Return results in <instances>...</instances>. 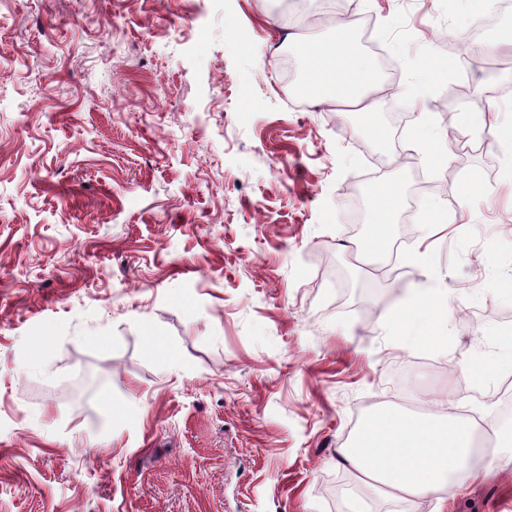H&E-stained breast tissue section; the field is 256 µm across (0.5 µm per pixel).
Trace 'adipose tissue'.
Instances as JSON below:
<instances>
[{"label":"adipose tissue","instance_id":"obj_1","mask_svg":"<svg viewBox=\"0 0 512 512\" xmlns=\"http://www.w3.org/2000/svg\"><path fill=\"white\" fill-rule=\"evenodd\" d=\"M291 47L301 61L299 89L307 99L371 112L367 93L380 76L372 60L356 48L354 23L331 26L326 40L299 36ZM399 197L400 189L391 180L378 182L371 191L363 237L366 251L386 249ZM390 321L399 335L416 336L424 348H437L448 337V312L433 289L409 291ZM474 434L470 421L450 414L429 411L407 417L386 410L372 415L336 455L368 492L386 493L398 501L421 495L439 499L454 487L492 477V468L475 451Z\"/></svg>","mask_w":512,"mask_h":512}]
</instances>
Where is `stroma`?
I'll use <instances>...</instances> for the list:
<instances>
[{"label": "stroma", "mask_w": 512, "mask_h": 512, "mask_svg": "<svg viewBox=\"0 0 512 512\" xmlns=\"http://www.w3.org/2000/svg\"><path fill=\"white\" fill-rule=\"evenodd\" d=\"M347 4L386 53L367 115L286 79L272 19L299 8L307 33L320 0H0V512H512L504 452L442 511L336 460L382 409L512 430L507 155L472 136L458 164L445 122L492 98L512 127V11L475 38L498 0ZM477 41L498 66L447 101ZM381 157L415 201L392 236L426 266L356 248ZM441 213L463 232L434 233ZM429 284L437 350L390 322Z\"/></svg>", "instance_id": "obj_1"}]
</instances>
